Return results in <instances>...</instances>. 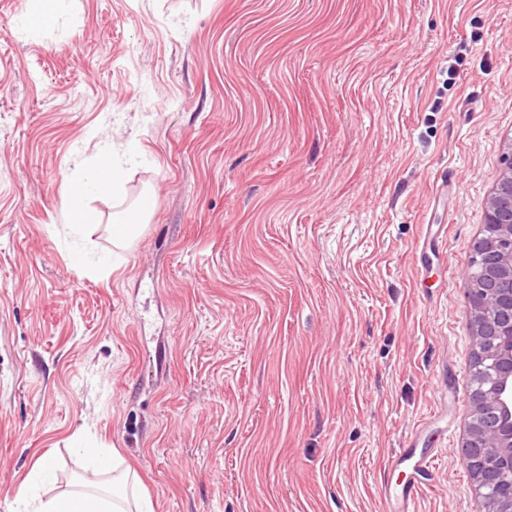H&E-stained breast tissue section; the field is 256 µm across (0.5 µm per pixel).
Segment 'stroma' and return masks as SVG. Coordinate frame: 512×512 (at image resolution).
I'll list each match as a JSON object with an SVG mask.
<instances>
[{"mask_svg": "<svg viewBox=\"0 0 512 512\" xmlns=\"http://www.w3.org/2000/svg\"><path fill=\"white\" fill-rule=\"evenodd\" d=\"M0 0V512L85 429L154 512H484L465 273L512 153V0ZM98 274L58 212L102 145ZM447 189H440V182ZM155 209L126 248L108 227ZM431 459L428 451L425 452L422 448L420 450L417 448L416 439L413 438L406 448H400L398 454L388 460L381 475V487L383 496L389 505V512H412L410 506L415 502L419 490L414 482L425 484L431 481ZM399 467L410 468L418 478L413 480L412 473L409 475L405 473L406 483L393 484L387 479L386 472Z\"/></svg>", "mask_w": 512, "mask_h": 512, "instance_id": "obj_1", "label": "stroma"}]
</instances>
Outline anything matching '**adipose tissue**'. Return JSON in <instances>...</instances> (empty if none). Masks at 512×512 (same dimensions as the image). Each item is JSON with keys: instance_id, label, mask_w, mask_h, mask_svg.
Listing matches in <instances>:
<instances>
[{"instance_id": "1", "label": "adipose tissue", "mask_w": 512, "mask_h": 512, "mask_svg": "<svg viewBox=\"0 0 512 512\" xmlns=\"http://www.w3.org/2000/svg\"><path fill=\"white\" fill-rule=\"evenodd\" d=\"M122 157L110 147H103L90 176L71 178L63 217L76 238L85 239L102 221L101 213L90 205V197L108 192L120 194L124 177ZM154 207V196L145 194L129 216L114 220L110 226L113 245H130L142 232ZM35 512H152V509L139 494L136 477L122 472L113 475L111 493H103L94 484L87 483L40 501Z\"/></svg>"}]
</instances>
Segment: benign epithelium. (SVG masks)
<instances>
[{
  "label": "benign epithelium",
  "instance_id": "1",
  "mask_svg": "<svg viewBox=\"0 0 512 512\" xmlns=\"http://www.w3.org/2000/svg\"><path fill=\"white\" fill-rule=\"evenodd\" d=\"M465 281L473 367L489 387L473 393L463 461L477 490L494 489L487 512H512V155L488 199Z\"/></svg>",
  "mask_w": 512,
  "mask_h": 512
}]
</instances>
